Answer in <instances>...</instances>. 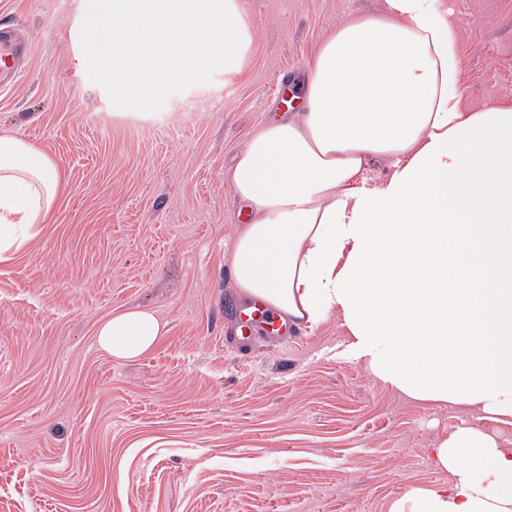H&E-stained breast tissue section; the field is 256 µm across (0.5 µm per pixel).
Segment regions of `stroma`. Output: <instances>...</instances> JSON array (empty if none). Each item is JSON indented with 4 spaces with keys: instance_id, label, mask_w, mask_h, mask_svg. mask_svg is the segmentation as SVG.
Instances as JSON below:
<instances>
[{
    "instance_id": "obj_1",
    "label": "stroma",
    "mask_w": 512,
    "mask_h": 512,
    "mask_svg": "<svg viewBox=\"0 0 512 512\" xmlns=\"http://www.w3.org/2000/svg\"><path fill=\"white\" fill-rule=\"evenodd\" d=\"M469 107H512V0H447ZM248 69L208 59L146 98L120 95L90 50L89 0H0L27 69L0 91V136L55 161L48 224L0 259V512H390L449 486L432 450L459 426L512 452V417L408 397L347 352L336 317L279 344L225 346L243 301L229 272L227 183L269 114L348 13L382 0H246ZM210 108L192 110L199 96ZM147 308L166 331L133 361L98 325Z\"/></svg>"
}]
</instances>
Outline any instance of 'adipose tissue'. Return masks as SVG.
I'll use <instances>...</instances> for the list:
<instances>
[{
    "instance_id": "adipose-tissue-1",
    "label": "adipose tissue",
    "mask_w": 512,
    "mask_h": 512,
    "mask_svg": "<svg viewBox=\"0 0 512 512\" xmlns=\"http://www.w3.org/2000/svg\"><path fill=\"white\" fill-rule=\"evenodd\" d=\"M94 33L129 95L212 57L240 74L255 38L243 0H113ZM458 43L443 0H385L324 39L301 110L264 122L228 176L250 213L232 277L282 321L336 313L370 371L412 398L512 416V108L464 107ZM376 162L388 173L374 181ZM62 190L56 162L0 136L1 255ZM163 333L129 310L96 343L132 360ZM434 454L452 484L392 512H512V453L494 439L462 426Z\"/></svg>"
}]
</instances>
